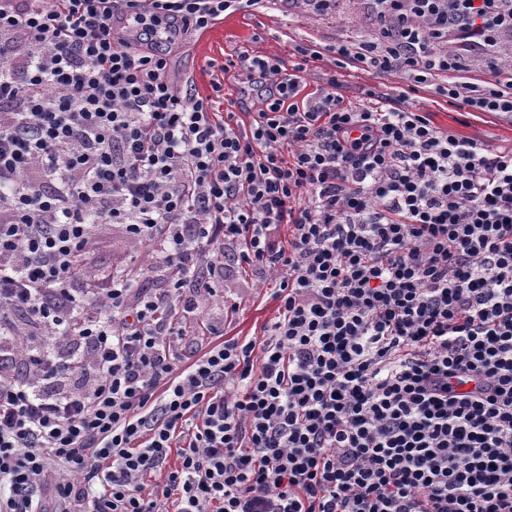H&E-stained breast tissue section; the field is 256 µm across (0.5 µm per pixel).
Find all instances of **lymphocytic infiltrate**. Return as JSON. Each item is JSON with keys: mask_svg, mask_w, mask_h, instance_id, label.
<instances>
[{"mask_svg": "<svg viewBox=\"0 0 512 512\" xmlns=\"http://www.w3.org/2000/svg\"><path fill=\"white\" fill-rule=\"evenodd\" d=\"M259 2L0 0V512H512V150L303 94L308 45L225 59L246 119L177 91L161 44ZM368 8L336 66L512 118V0ZM245 267L273 322L191 346ZM99 238L100 243L91 254L90 260L100 278H107L112 273V266H136L143 260L142 252L124 238L120 227L103 228Z\"/></svg>", "mask_w": 512, "mask_h": 512, "instance_id": "obj_1", "label": "lymphocytic infiltrate"}]
</instances>
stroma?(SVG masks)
Masks as SVG:
<instances>
[{"instance_id":"1","label":"stroma","mask_w":512,"mask_h":512,"mask_svg":"<svg viewBox=\"0 0 512 512\" xmlns=\"http://www.w3.org/2000/svg\"><path fill=\"white\" fill-rule=\"evenodd\" d=\"M376 31L364 0H341L333 15H289L286 0H266L264 6L244 8L226 15L222 25L213 26L209 40L200 34L187 35L173 51V70L180 78H193L200 95L211 92V83L221 77L220 67L227 55L249 54L277 58L291 63L294 48L316 42L328 47L349 36L371 35ZM336 74L346 102L360 104L362 93L373 90L382 97H405L413 110L424 113L436 127L462 137L482 141L492 150L512 149V119L464 112L446 104L432 90L411 93L407 80L394 74L379 78L354 67L335 68L331 57L315 63L306 76L308 91H315L326 74ZM100 242L90 260L100 278H107L116 265H139L141 251L123 236L120 227L102 229ZM224 293L239 304L238 310L225 311L224 336L241 340L261 336L263 328L277 316L279 303L271 296L270 286L256 284L248 274L237 275L224 285Z\"/></svg>"}]
</instances>
